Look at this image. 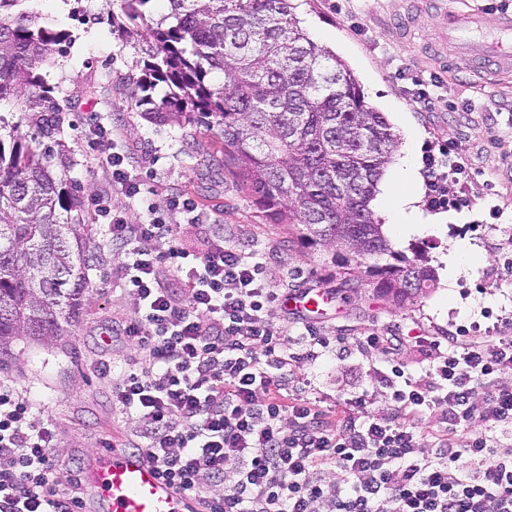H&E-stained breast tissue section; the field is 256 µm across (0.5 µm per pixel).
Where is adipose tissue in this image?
I'll return each mask as SVG.
<instances>
[{"mask_svg": "<svg viewBox=\"0 0 512 512\" xmlns=\"http://www.w3.org/2000/svg\"><path fill=\"white\" fill-rule=\"evenodd\" d=\"M381 195L387 200L391 222L397 232L405 234L413 230L421 218L418 207L419 178L413 158H405L391 170L387 182L381 188Z\"/></svg>", "mask_w": 512, "mask_h": 512, "instance_id": "1", "label": "adipose tissue"}]
</instances>
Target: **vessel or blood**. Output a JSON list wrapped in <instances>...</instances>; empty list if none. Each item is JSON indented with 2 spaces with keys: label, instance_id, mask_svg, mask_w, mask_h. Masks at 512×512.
<instances>
[{
  "label": "vessel or blood",
  "instance_id": "vessel-or-blood-1",
  "mask_svg": "<svg viewBox=\"0 0 512 512\" xmlns=\"http://www.w3.org/2000/svg\"><path fill=\"white\" fill-rule=\"evenodd\" d=\"M448 31L466 49L469 68L512 69V57L500 53L499 44L512 38V14L499 17L495 28H486L480 17L448 8ZM88 484L99 512H197L192 496L159 478L145 456L130 448L96 452L88 470Z\"/></svg>",
  "mask_w": 512,
  "mask_h": 512
}]
</instances>
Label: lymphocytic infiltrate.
<instances>
[{"mask_svg": "<svg viewBox=\"0 0 512 512\" xmlns=\"http://www.w3.org/2000/svg\"><path fill=\"white\" fill-rule=\"evenodd\" d=\"M111 165V186L91 203L108 220L105 248L122 257L112 276L136 303L115 328L134 353L120 374L106 362L98 372L113 409L139 422L128 447L162 479L203 512H512V387L500 383L512 374L511 336L416 337L427 365L415 381L398 360L407 337H359L382 363V411L365 392L330 407L291 394L296 369L337 357L341 339L275 323L284 294L268 256L222 227L203 225V248L190 250L180 225L153 209L128 223L140 184L126 155ZM162 238L164 253L154 248ZM33 409L0 383V512H79L82 478L56 490L55 424ZM429 412L437 424L424 423ZM214 486L221 495H209Z\"/></svg>", "mask_w": 512, "mask_h": 512, "instance_id": "1", "label": "lymphocytic infiltrate"}]
</instances>
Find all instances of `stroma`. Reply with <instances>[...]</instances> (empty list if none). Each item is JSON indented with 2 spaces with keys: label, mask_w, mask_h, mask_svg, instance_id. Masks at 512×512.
<instances>
[{
  "label": "stroma",
  "mask_w": 512,
  "mask_h": 512,
  "mask_svg": "<svg viewBox=\"0 0 512 512\" xmlns=\"http://www.w3.org/2000/svg\"><path fill=\"white\" fill-rule=\"evenodd\" d=\"M446 3L481 13L489 26L500 10H512V0H296L302 27L348 64L366 104L388 116L399 138L398 156L448 147V196L458 208L445 210V223L390 236L395 250L423 255L437 272L436 288L412 303H387L365 277L348 279L328 264L326 251L304 247L274 223L225 171L218 129L182 128L145 115L136 97L147 42L138 24H131L125 39L114 31L111 19L121 16V0L34 2L72 36L43 72L66 109L57 135L70 152L66 177L88 198L111 180L113 153L133 157L143 204L164 212L167 223L185 225L186 247H198L202 236L189 227L188 214L171 208L170 199L178 194L223 224L225 235L246 251L271 256L268 275L277 287L324 290L318 311L289 316L276 311L277 322L289 329L305 321L321 335L349 343L387 328L410 337L512 336V72L473 73L437 63ZM422 80L439 81L442 103L431 108L419 103ZM473 102L481 111H469ZM99 123L112 127L113 138L91 135ZM467 245L474 252L468 269L448 281L445 258ZM112 268L109 255L98 253L87 272L83 312L64 336L49 344L21 336L0 355V382L26 391L36 416H51L57 425L53 452L62 491L70 472L83 469L105 443L121 446L137 428L135 416L113 410L110 386L96 370L105 361L122 364L131 354L111 330L133 315L135 301L113 279ZM378 364L375 353L355 351L315 371L300 368L296 376L311 378L314 396L325 405L365 391L381 409L389 397L376 381Z\"/></svg>",
  "instance_id": "35a3bbf8"
}]
</instances>
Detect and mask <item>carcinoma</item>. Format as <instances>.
<instances>
[{
    "label": "carcinoma",
    "instance_id": "1",
    "mask_svg": "<svg viewBox=\"0 0 512 512\" xmlns=\"http://www.w3.org/2000/svg\"><path fill=\"white\" fill-rule=\"evenodd\" d=\"M0 0V354L18 336L53 341L79 317L92 247L80 188L53 174L70 158L56 139L64 107L42 74L71 35L29 7ZM149 36L139 105L164 124H205L224 137L233 172L278 224L361 267L401 305L435 286L426 261L395 250L371 207L398 151L385 113L368 106L353 71L312 40L292 0H121ZM168 91L156 101L158 83ZM34 129L33 135L22 126Z\"/></svg>",
    "mask_w": 512,
    "mask_h": 512
}]
</instances>
